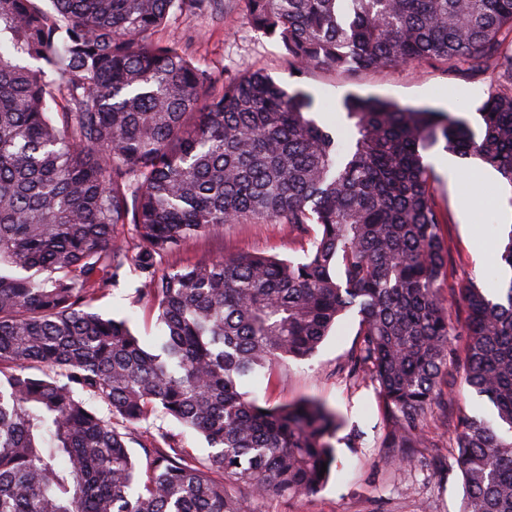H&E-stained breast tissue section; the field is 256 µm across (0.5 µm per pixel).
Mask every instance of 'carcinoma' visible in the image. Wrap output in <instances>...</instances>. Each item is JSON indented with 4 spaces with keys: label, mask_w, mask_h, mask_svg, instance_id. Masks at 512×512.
I'll return each instance as SVG.
<instances>
[{
    "label": "carcinoma",
    "mask_w": 512,
    "mask_h": 512,
    "mask_svg": "<svg viewBox=\"0 0 512 512\" xmlns=\"http://www.w3.org/2000/svg\"><path fill=\"white\" fill-rule=\"evenodd\" d=\"M214 2L0 0V512H244L238 487L320 490L336 413L266 408L245 386L311 357L350 314L347 369L376 390L384 446H424L421 420L461 361L494 413L456 429L460 512H512V228L499 286L452 288L424 160L441 144L512 184V0H244L295 74L439 61L510 85L483 103L479 134L349 94L343 135L304 91L261 72L222 80L156 37ZM248 221L284 225L304 255L166 264ZM126 273L158 311L151 345L92 310ZM158 417L207 453L134 432Z\"/></svg>",
    "instance_id": "1"
}]
</instances>
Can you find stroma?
I'll return each instance as SVG.
<instances>
[{"label":"stroma","mask_w":512,"mask_h":512,"mask_svg":"<svg viewBox=\"0 0 512 512\" xmlns=\"http://www.w3.org/2000/svg\"><path fill=\"white\" fill-rule=\"evenodd\" d=\"M162 36L186 45L194 59L216 73L259 71L288 89H302L314 98L320 119L334 126L341 122L342 99L356 93L450 112L475 127L480 123L479 107L489 92L504 86L499 71L463 79L448 75L437 62L356 76L331 69L293 74L279 44L252 28L243 0H224L220 16L176 14ZM425 160L437 177L435 201L447 218L444 231L461 256L450 271V280L495 287L493 271L501 242L498 228L512 223V184L491 167L456 157L440 146L427 152ZM306 247L303 238L279 224H228L220 238L191 240L170 261L186 266L242 253L298 258ZM93 308L128 320L142 338L158 332L156 312L137 301L133 283L114 287ZM357 330V318L346 317L312 357L283 361L269 379L251 386L252 396L262 405L301 398L324 403L336 411L342 426L334 441L338 466L320 491L299 502L287 495L258 499L241 488L237 495L246 512H459L463 481L452 459V436L458 416L475 412V405L463 394L444 397L422 422L426 445L416 449L415 465L392 464L393 451L383 445L386 422L373 386L353 382L343 368Z\"/></svg>","instance_id":"1"}]
</instances>
